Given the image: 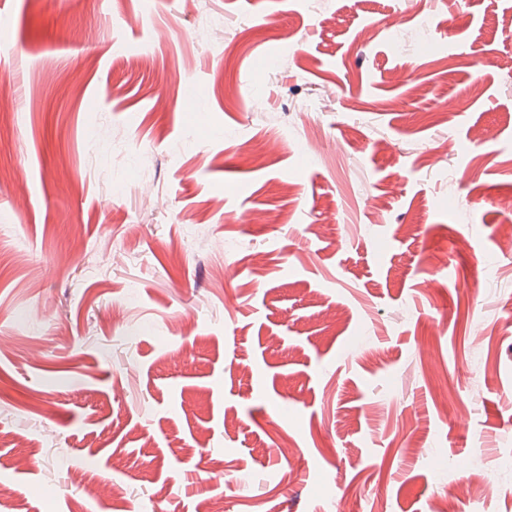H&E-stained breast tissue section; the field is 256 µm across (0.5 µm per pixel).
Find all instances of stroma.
Masks as SVG:
<instances>
[{
    "label": "stroma",
    "mask_w": 512,
    "mask_h": 512,
    "mask_svg": "<svg viewBox=\"0 0 512 512\" xmlns=\"http://www.w3.org/2000/svg\"><path fill=\"white\" fill-rule=\"evenodd\" d=\"M0 7V512H512V0Z\"/></svg>",
    "instance_id": "1"
}]
</instances>
